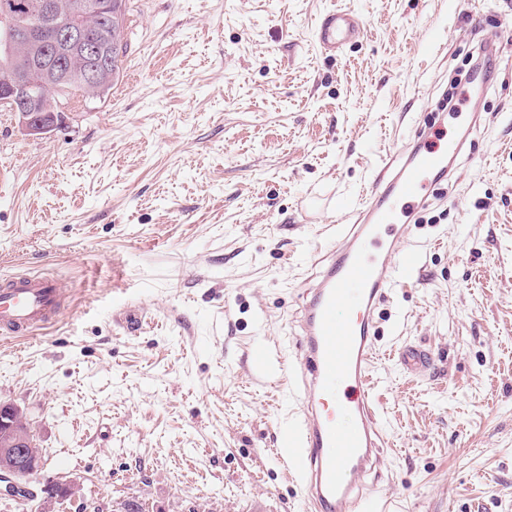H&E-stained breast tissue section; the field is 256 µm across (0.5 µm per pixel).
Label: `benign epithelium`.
I'll return each mask as SVG.
<instances>
[{"label": "benign epithelium", "mask_w": 512, "mask_h": 512, "mask_svg": "<svg viewBox=\"0 0 512 512\" xmlns=\"http://www.w3.org/2000/svg\"><path fill=\"white\" fill-rule=\"evenodd\" d=\"M25 11L38 17L36 23H24L9 11L0 14V33L12 48L21 44L40 46L41 52L30 59L20 75L8 77L0 89V101L21 117L22 129L30 136L41 135L57 125V111L52 100L40 96L37 89L45 80L63 83L74 62L101 57L107 49V36H92L79 24L101 8L88 0H27ZM67 15L76 20L71 26L57 25ZM39 447L27 412L17 404L0 405V498H14L19 485L16 477L41 468ZM63 495L43 497L36 512H56L55 504L77 496V487L62 483Z\"/></svg>", "instance_id": "7a95c632"}]
</instances>
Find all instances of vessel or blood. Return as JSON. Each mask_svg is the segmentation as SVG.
Listing matches in <instances>:
<instances>
[{
    "mask_svg": "<svg viewBox=\"0 0 512 512\" xmlns=\"http://www.w3.org/2000/svg\"><path fill=\"white\" fill-rule=\"evenodd\" d=\"M363 31L349 10L327 12L316 32L319 47L341 51ZM463 142L430 146L424 134L400 149L376 175L351 223L342 225L335 247L326 249L320 270L305 284L298 320L296 389L301 421L280 437V454L293 464L312 512H367L363 479L380 475L385 446L376 407L372 367L375 313L414 269L417 255L401 249L411 227L406 220L428 200L431 177H448V161ZM64 307V290L42 275L0 279V332L18 339L52 324ZM398 362L425 375L429 354L404 346Z\"/></svg>",
    "mask_w": 512,
    "mask_h": 512,
    "instance_id": "vessel-or-blood-1",
    "label": "vessel or blood"
}]
</instances>
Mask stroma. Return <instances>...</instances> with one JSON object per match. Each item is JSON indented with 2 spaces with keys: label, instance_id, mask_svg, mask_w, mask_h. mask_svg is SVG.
<instances>
[{
  "label": "stroma",
  "instance_id": "stroma-1",
  "mask_svg": "<svg viewBox=\"0 0 512 512\" xmlns=\"http://www.w3.org/2000/svg\"><path fill=\"white\" fill-rule=\"evenodd\" d=\"M364 33L320 52L318 18ZM499 49L483 89L461 77ZM120 78L62 95L28 136L0 103V276L53 277L67 310L0 341V401L37 483L105 512H306L276 453L295 425L301 287L418 127L471 146L415 214L418 265L379 309L384 512H512V0H127ZM459 75L460 113H436ZM484 123L467 135L462 113ZM143 328L128 334L124 317ZM407 344L434 359L404 375Z\"/></svg>",
  "mask_w": 512,
  "mask_h": 512
}]
</instances>
